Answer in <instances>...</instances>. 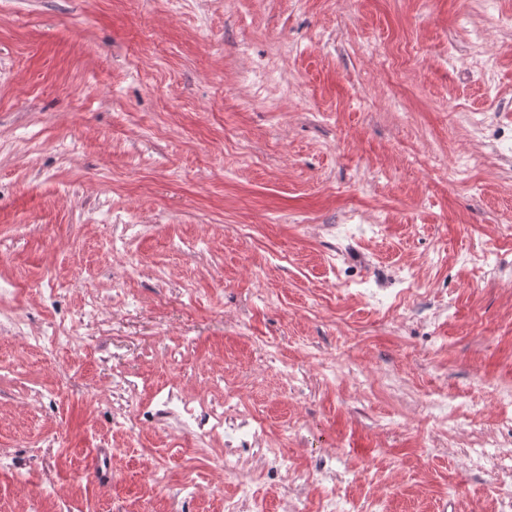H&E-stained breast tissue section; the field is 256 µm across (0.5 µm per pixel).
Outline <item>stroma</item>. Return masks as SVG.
<instances>
[{
    "instance_id": "1",
    "label": "stroma",
    "mask_w": 512,
    "mask_h": 512,
    "mask_svg": "<svg viewBox=\"0 0 512 512\" xmlns=\"http://www.w3.org/2000/svg\"><path fill=\"white\" fill-rule=\"evenodd\" d=\"M50 323L82 346L46 356ZM117 373L234 389L310 483L122 429ZM489 382L512 0H0V512H498ZM112 453L116 462L117 453L113 449L99 448L95 450L92 461V473L99 483H108L112 480Z\"/></svg>"
}]
</instances>
